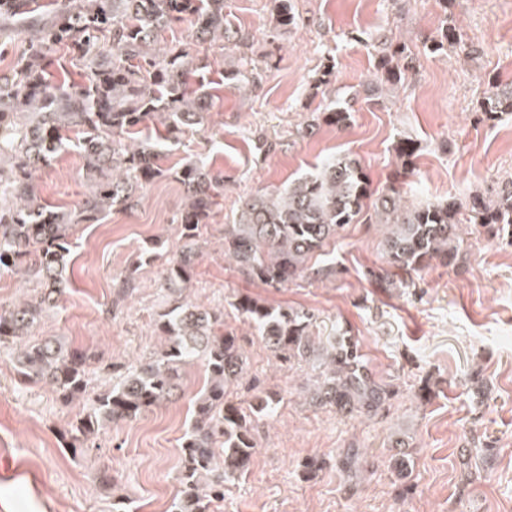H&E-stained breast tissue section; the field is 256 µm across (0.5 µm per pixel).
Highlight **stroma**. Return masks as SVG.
Wrapping results in <instances>:
<instances>
[{
    "instance_id": "1",
    "label": "stroma",
    "mask_w": 512,
    "mask_h": 512,
    "mask_svg": "<svg viewBox=\"0 0 512 512\" xmlns=\"http://www.w3.org/2000/svg\"><path fill=\"white\" fill-rule=\"evenodd\" d=\"M295 27L275 31L272 0H224L233 29L247 47L214 45L199 60L220 79L239 62L247 89L225 82L205 130L180 134L162 161L177 168L201 160L224 177V193L200 242L187 288L201 308L222 314L236 332L246 365L227 389L244 409L279 395L273 416L252 421L258 444L248 471L224 484L214 512H512V245L465 237L453 266L432 264L410 288H377L368 269L383 266L376 225L352 224L329 251L343 269L314 285L267 288L224 259V227L237 218L240 197L271 190L309 171L327 155L359 160L373 187L389 183L402 138L418 147L411 186L432 201L496 196L512 178V115L483 120L487 78L512 84V0H295ZM454 24L463 48L424 52L443 23ZM406 44L412 67L401 85L378 86L375 65L383 40ZM330 84L318 85L325 70ZM354 108L344 132L297 130L310 112L334 102ZM83 161L62 153L36 178L40 195L75 206L84 198ZM185 202L172 177L154 179L128 211L77 226L65 277L67 293L47 312L36 336L63 338L87 353L94 390L112 384L109 364L148 357L161 345L156 322L170 299L164 259L179 244L173 219ZM136 271L131 295L117 299L121 275ZM251 295L273 305L313 311L322 332L350 328L370 372L395 395L378 415L345 418L310 401L311 365L288 367L272 356L232 306ZM208 382L203 360L183 369L172 400L130 422L101 430L83 451L61 436L80 413L44 385L20 382L0 349V446L26 462L19 476L0 478V500L12 512H112L113 493L127 512H168L179 488L181 446L194 400ZM431 384L432 398L413 397ZM407 434L413 470L400 480L391 436ZM362 449L348 473L343 451ZM320 471L306 469L309 459ZM109 471L114 487L101 486Z\"/></svg>"
}]
</instances>
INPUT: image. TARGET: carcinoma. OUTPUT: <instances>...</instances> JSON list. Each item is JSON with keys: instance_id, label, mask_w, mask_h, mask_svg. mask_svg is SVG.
<instances>
[{"instance_id": "carcinoma-1", "label": "carcinoma", "mask_w": 512, "mask_h": 512, "mask_svg": "<svg viewBox=\"0 0 512 512\" xmlns=\"http://www.w3.org/2000/svg\"><path fill=\"white\" fill-rule=\"evenodd\" d=\"M273 10L276 29L296 25L292 0H273ZM19 15L16 0H0V31L20 30ZM184 22L200 45L248 42L247 34L226 25L224 0H55L51 20L30 23L36 38L11 73L0 75V271L30 272L42 285L37 294L0 307V347L13 354L22 381L47 385L61 402L82 405V416L63 436L74 452L100 429L170 400L182 367L203 359L210 383L195 402L184 438L171 512H210L224 500V477L244 472L257 448L247 413L226 397V387L242 377L245 367L237 334L219 331L216 313L182 295L215 198L224 190L222 176L201 161L173 173L187 202L176 219L179 248L164 278L172 305L156 324L164 349L126 367L110 390L93 392L83 354L53 336L33 338L43 313L66 294L62 271L70 231L133 207L137 191L162 174L161 157L177 135L205 125L215 98L209 79L181 41L163 37ZM459 42L456 27L445 23L425 49L438 54ZM61 45L81 63L84 83L55 79L53 66L66 69L54 57ZM410 55L400 44L382 55L381 80L400 83ZM351 112L348 105L313 112L299 134L312 135L323 124L344 131ZM504 114L512 115V85H495L484 117L496 120ZM70 144L84 159L89 192L79 208L60 210L37 195L33 175ZM394 151L401 171L380 190L372 188L359 160L343 154L282 190L241 199L237 220L224 225V256L248 279L269 288L321 282L342 270L332 262L312 266L310 260L348 225L377 224L384 229L386 266L368 271L367 279L389 288L395 285L392 268L411 276L435 260L455 265L464 233L512 243V180L494 201L470 195L469 223L464 224L461 205L453 198L407 203L401 177L411 174L416 146L401 139ZM234 307L267 349L289 365L318 357L313 404L352 418L376 413L393 397L394 391L370 374L358 340L346 328L317 336L314 312L273 307L250 296L238 298ZM219 443L224 445L220 453Z\"/></svg>"}]
</instances>
